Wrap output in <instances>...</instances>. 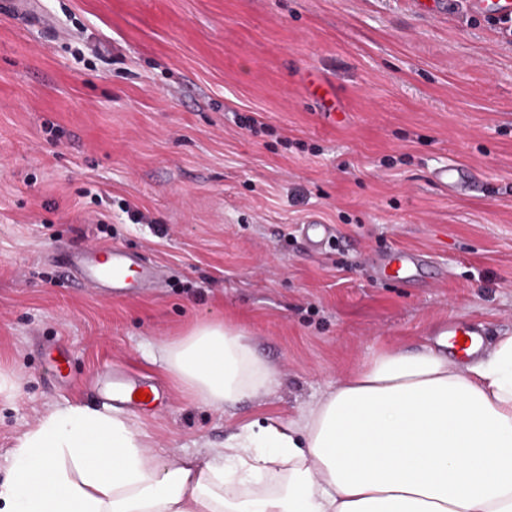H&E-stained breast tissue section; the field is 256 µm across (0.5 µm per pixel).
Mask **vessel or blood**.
Instances as JSON below:
<instances>
[{"instance_id": "vessel-or-blood-1", "label": "vessel or blood", "mask_w": 512, "mask_h": 512, "mask_svg": "<svg viewBox=\"0 0 512 512\" xmlns=\"http://www.w3.org/2000/svg\"><path fill=\"white\" fill-rule=\"evenodd\" d=\"M433 178L437 184L454 193L465 192L471 186L469 172L456 163L437 168ZM302 233L307 244L316 249L329 239L333 230L330 225L312 219L303 224ZM65 259L85 286L103 288L115 296L126 294L133 288H153L158 279L156 267L143 264L136 255L116 245H90L67 252ZM139 388V382L125 375H116L103 391L107 400L135 406L139 403Z\"/></svg>"}]
</instances>
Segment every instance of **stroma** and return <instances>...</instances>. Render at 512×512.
Listing matches in <instances>:
<instances>
[{
  "label": "stroma",
  "mask_w": 512,
  "mask_h": 512,
  "mask_svg": "<svg viewBox=\"0 0 512 512\" xmlns=\"http://www.w3.org/2000/svg\"><path fill=\"white\" fill-rule=\"evenodd\" d=\"M451 161L467 194L431 179ZM313 217L335 228L318 250ZM88 244L158 263L161 289L77 286L51 255ZM407 251L436 277L406 283ZM213 319L272 393L215 409L145 355ZM451 320L487 350L512 333V42L469 0L0 8V479L51 410L107 407L111 367L164 391L132 411L156 453L200 455Z\"/></svg>",
  "instance_id": "stroma-1"
}]
</instances>
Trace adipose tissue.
Returning a JSON list of instances; mask_svg holds the SVG:
<instances>
[{
	"mask_svg": "<svg viewBox=\"0 0 512 512\" xmlns=\"http://www.w3.org/2000/svg\"><path fill=\"white\" fill-rule=\"evenodd\" d=\"M160 353L213 408L276 381L222 321ZM0 512H512V333L462 360L444 331L384 349L298 416L243 425L204 456H160L117 407L54 409L19 438Z\"/></svg>",
	"mask_w": 512,
	"mask_h": 512,
	"instance_id": "obj_1",
	"label": "adipose tissue"
}]
</instances>
